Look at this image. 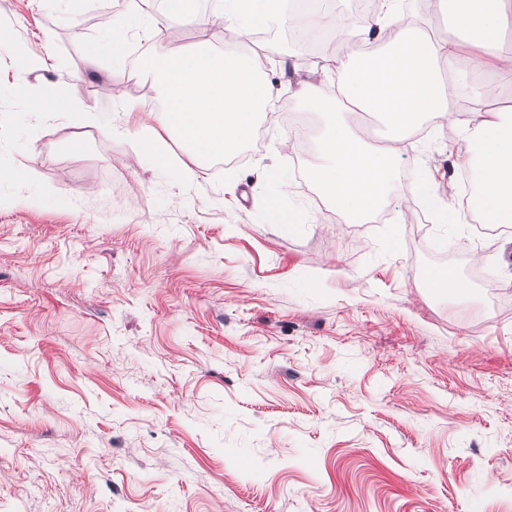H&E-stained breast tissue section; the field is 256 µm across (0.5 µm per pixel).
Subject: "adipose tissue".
Instances as JSON below:
<instances>
[{
	"instance_id": "1",
	"label": "adipose tissue",
	"mask_w": 512,
	"mask_h": 512,
	"mask_svg": "<svg viewBox=\"0 0 512 512\" xmlns=\"http://www.w3.org/2000/svg\"><path fill=\"white\" fill-rule=\"evenodd\" d=\"M216 2L220 17L233 34L231 50H206L184 55L167 48L166 21L178 15L187 24L205 19L208 2ZM448 13L440 37L431 38L424 24L410 25L400 12V0H382L380 11L367 25L348 26L345 40L353 50L337 66L336 100L330 128L316 147L318 160L308 170L323 199L347 224H368L379 213L365 195L350 190L354 173L380 176L383 184L396 178L395 160L410 138L418 116L429 114L437 122L454 124L467 147L462 167L472 169L477 184L466 206L481 223L512 224V117L472 107L458 113L451 104L461 96L478 98L476 86L456 75L442 76L441 68L461 56L475 60L483 70L512 73V42L504 31L512 29V10L506 0H460ZM321 0H169L168 11L122 19L101 36L111 46L112 60H127L129 28L140 29L148 51L137 62L139 73L156 84L166 104L157 113V129H131L127 135L138 151L161 170H176L188 177L192 168H173L156 136L165 130L204 156H231L248 143L261 118L274 115L271 90L256 68L253 54L242 52L255 30L276 28L305 12L309 21L322 24L327 17ZM377 33L390 46L384 53L389 86L399 97L372 95L351 81L359 44Z\"/></svg>"
}]
</instances>
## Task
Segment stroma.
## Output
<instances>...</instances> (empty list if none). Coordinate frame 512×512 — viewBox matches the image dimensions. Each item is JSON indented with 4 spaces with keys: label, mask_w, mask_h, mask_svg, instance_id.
I'll list each match as a JSON object with an SVG mask.
<instances>
[{
    "label": "stroma",
    "mask_w": 512,
    "mask_h": 512,
    "mask_svg": "<svg viewBox=\"0 0 512 512\" xmlns=\"http://www.w3.org/2000/svg\"><path fill=\"white\" fill-rule=\"evenodd\" d=\"M163 7L0 0V512H512V226L428 207L459 190L458 129L421 118L381 217L343 223L288 141L349 47L293 20L244 47L280 106L263 149L174 180L118 132L163 100L141 42L93 49ZM166 41L220 53L224 22ZM64 95L110 126L37 111ZM301 100L306 112H328L329 110L328 101L322 95L316 79L306 82L301 92Z\"/></svg>",
    "instance_id": "1"
}]
</instances>
